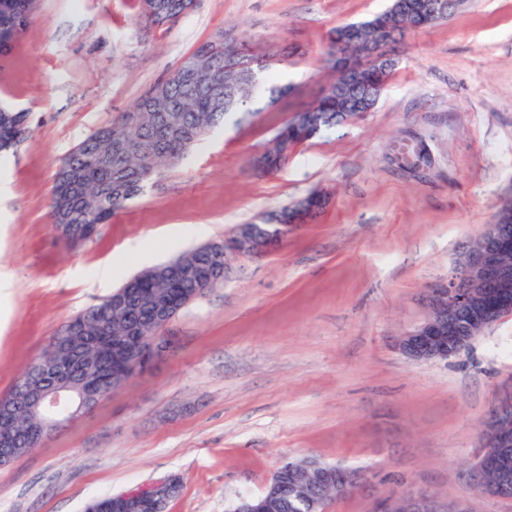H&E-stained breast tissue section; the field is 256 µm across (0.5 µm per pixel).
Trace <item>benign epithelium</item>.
<instances>
[{"label":"benign epithelium","mask_w":512,"mask_h":512,"mask_svg":"<svg viewBox=\"0 0 512 512\" xmlns=\"http://www.w3.org/2000/svg\"><path fill=\"white\" fill-rule=\"evenodd\" d=\"M460 0H394L390 12L401 14L408 26L417 28L433 17L444 13ZM196 0H184L180 11L147 0L145 11L159 26H170L194 9ZM387 28L376 31L365 39L363 29L351 27L335 35L336 44L351 49L355 55L337 53L331 57L336 74V86L326 92H336V111L346 123L370 112L386 85V79L368 74V62L376 64L387 59L379 55L376 47L384 39ZM236 53L232 41L220 40L213 60L206 63L188 55L178 68V80L193 86H206L214 91L218 105L230 100L234 93L222 87V68L215 62ZM169 100L161 89L153 90L142 111L135 113L134 121L143 124L152 112H165ZM294 218L288 224L277 225V233L269 238L258 237L251 224H240L222 242L207 244L204 252L215 264H224L229 273L231 261L241 255H250L266 249L288 235L295 224L305 223L317 207L294 205ZM512 214L500 212L494 222L487 225L476 244L469 246L457 261L450 279L428 291L427 315L422 323L400 339L405 356L415 361L447 360L458 356L488 327L505 316L512 315V233L504 230ZM158 274L165 281L199 277V264L188 265L174 260L165 266L153 267L147 275ZM143 312L142 320L149 325L165 327L169 322L172 304L158 294L139 297L133 294V283L112 297L114 315L128 312L130 307ZM86 323L71 321L70 331L59 337L56 344L36 359L28 368L30 381L15 397L14 405H0V466L5 467L28 455L20 447L23 439L41 440L61 424L95 407L100 398L94 378H83L80 387L74 379L82 366L88 364L89 355L83 335ZM128 342L103 341L99 347L114 355L123 349L124 367L114 373L112 387L127 384L161 353L158 336H147L142 328L128 330ZM481 453L469 473L473 484L482 495L505 497L512 491V397L504 396L493 404L478 429ZM367 484L359 471L338 468L315 457H305L281 465L274 473L265 491L257 496L243 497L233 512H272L286 505L287 499L305 510L324 506L330 500L356 493ZM179 491V481L167 478L148 490L130 492L112 497V512H166L168 501ZM377 512H474L472 504L454 502L444 509L437 507L428 495L402 493L384 498Z\"/></svg>","instance_id":"7a95c632"}]
</instances>
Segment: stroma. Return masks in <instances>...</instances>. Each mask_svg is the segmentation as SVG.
I'll list each match as a JSON object with an SVG mask.
<instances>
[{"mask_svg":"<svg viewBox=\"0 0 512 512\" xmlns=\"http://www.w3.org/2000/svg\"><path fill=\"white\" fill-rule=\"evenodd\" d=\"M390 0H197L172 26L139 0H38L0 56V103L31 137L0 156V396L63 325L146 264L218 241L319 192L326 207L164 329L167 351L90 412L0 467V512H81L176 475L168 512H231L284 461L309 455L368 474L326 512H375L424 492L440 505L512 512L469 470L478 427L512 393V316L458 356L414 361L401 336L426 315L466 246L512 199V0H462L409 31L374 111L297 146L277 172L251 168L282 124L329 83L332 31ZM280 57L289 86L154 178L90 241L62 240L50 202L63 158L217 34ZM112 270L111 288L99 285Z\"/></svg>","mask_w":512,"mask_h":512,"instance_id":"1","label":"stroma"}]
</instances>
